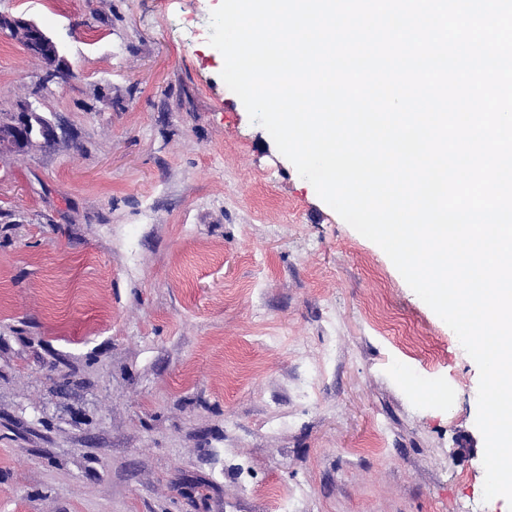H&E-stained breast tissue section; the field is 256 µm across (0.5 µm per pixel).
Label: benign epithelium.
<instances>
[{"label":"benign epithelium","mask_w":512,"mask_h":512,"mask_svg":"<svg viewBox=\"0 0 512 512\" xmlns=\"http://www.w3.org/2000/svg\"><path fill=\"white\" fill-rule=\"evenodd\" d=\"M0 33L9 35L28 54L41 61L40 91L54 84H70L79 79V73L66 54L59 50V43L38 23L21 15L0 13ZM34 131L38 141L43 143L55 137L54 127L38 113V107L31 101H25L18 105L9 121L0 125V149H27L33 143Z\"/></svg>","instance_id":"obj_1"}]
</instances>
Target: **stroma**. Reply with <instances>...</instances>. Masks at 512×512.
Listing matches in <instances>:
<instances>
[{"label":"stroma","instance_id":"obj_1","mask_svg":"<svg viewBox=\"0 0 512 512\" xmlns=\"http://www.w3.org/2000/svg\"><path fill=\"white\" fill-rule=\"evenodd\" d=\"M218 0H0V512H512L484 501L479 370L251 123ZM448 391L450 402L432 391ZM0 33L9 35L20 43L28 54L38 58L43 66L40 92L54 84H70L79 79V73L59 43L38 23L20 15L0 13ZM9 121L0 125V150L9 148L25 150L33 143L32 132L37 131L39 142L46 143L55 137L54 127L38 112L32 101L18 105Z\"/></svg>","mask_w":512,"mask_h":512}]
</instances>
